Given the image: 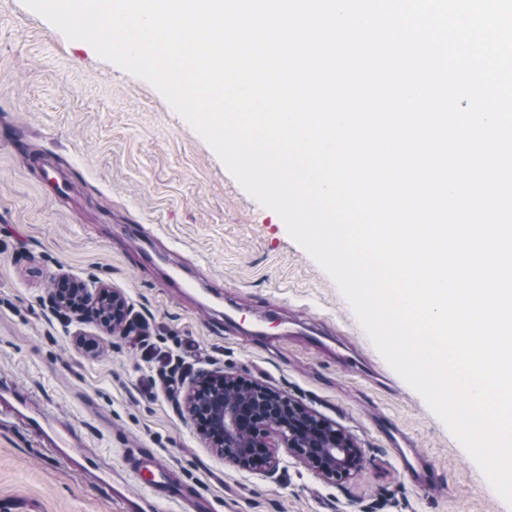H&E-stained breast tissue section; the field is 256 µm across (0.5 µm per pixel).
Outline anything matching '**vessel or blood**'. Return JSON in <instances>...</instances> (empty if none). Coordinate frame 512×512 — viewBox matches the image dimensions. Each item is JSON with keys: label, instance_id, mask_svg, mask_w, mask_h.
<instances>
[{"label": "vessel or blood", "instance_id": "obj_1", "mask_svg": "<svg viewBox=\"0 0 512 512\" xmlns=\"http://www.w3.org/2000/svg\"><path fill=\"white\" fill-rule=\"evenodd\" d=\"M0 419L26 429L68 469L92 474L105 483L121 512H159L164 505L173 506L176 512H217L203 492H185L174 469L155 455L142 457L133 468L107 464L101 454L90 450L87 438L68 417L37 401L22 384L0 381Z\"/></svg>", "mask_w": 512, "mask_h": 512}]
</instances>
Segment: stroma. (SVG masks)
Listing matches in <instances>:
<instances>
[{
    "label": "stroma",
    "mask_w": 512,
    "mask_h": 512,
    "mask_svg": "<svg viewBox=\"0 0 512 512\" xmlns=\"http://www.w3.org/2000/svg\"><path fill=\"white\" fill-rule=\"evenodd\" d=\"M75 182L60 197L58 180ZM121 289L154 345L192 339L206 371L285 391L335 422L362 468L328 481L287 452L275 478L225 464L166 397L138 387L139 349L63 320L57 275ZM193 289H184V281ZM242 301L293 327L264 338L226 314ZM319 332L325 349L309 345ZM67 412L112 464L153 452L220 512H512L421 395L390 366L329 275L225 168L160 92L68 40L23 0H0V378ZM412 444L429 482L401 469ZM33 512H119L90 475L62 470L0 424V499Z\"/></svg>",
    "instance_id": "35a3bbf8"
}]
</instances>
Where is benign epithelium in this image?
Instances as JSON below:
<instances>
[{
    "mask_svg": "<svg viewBox=\"0 0 512 512\" xmlns=\"http://www.w3.org/2000/svg\"><path fill=\"white\" fill-rule=\"evenodd\" d=\"M59 283L54 304L78 319H98L103 330L112 332H125L134 322L120 289L105 284L88 288L66 276ZM226 388L239 393L236 401H224ZM176 407L198 423L200 434L224 462L239 469L274 477L280 448L325 479L347 478L361 467V448L334 423L253 380L203 372Z\"/></svg>",
    "mask_w": 512,
    "mask_h": 512,
    "instance_id": "7a95c632",
    "label": "benign epithelium"
}]
</instances>
